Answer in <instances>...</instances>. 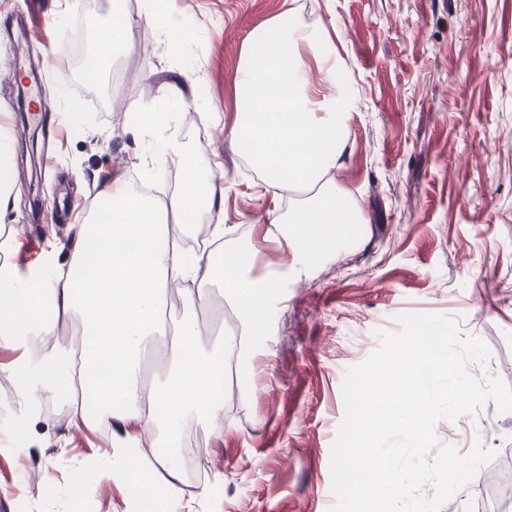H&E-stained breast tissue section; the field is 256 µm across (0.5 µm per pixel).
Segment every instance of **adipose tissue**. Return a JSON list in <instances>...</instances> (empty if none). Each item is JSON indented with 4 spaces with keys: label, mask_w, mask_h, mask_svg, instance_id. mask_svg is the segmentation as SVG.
<instances>
[{
    "label": "adipose tissue",
    "mask_w": 512,
    "mask_h": 512,
    "mask_svg": "<svg viewBox=\"0 0 512 512\" xmlns=\"http://www.w3.org/2000/svg\"><path fill=\"white\" fill-rule=\"evenodd\" d=\"M170 2L148 0L143 18L175 50L185 45L187 30L174 20ZM133 47L132 22L113 13L96 33L89 67L99 69L115 52ZM314 66L323 74V86L309 81ZM337 69L324 33L298 24L290 7L252 31L242 48L237 84L246 94L231 135L243 148L254 142L265 146L270 180L283 179L289 190L311 192L304 204L290 208L278 241L292 257L289 269L258 268L254 244L225 248V239L236 232L232 224L211 225L212 249L187 260L168 216L196 217L212 210L223 199L224 187L202 149L182 142L173 113L163 109L150 112L146 129L154 139L152 171L173 169L180 175L169 202L134 197L129 183L115 180L102 190L107 205L84 226L74 261L65 271L49 255L39 270L21 273L8 260L14 238H0V346L17 353L6 367L14 381L10 451L26 449V434L40 419L46 398L63 399L74 418L90 417L100 427L118 425L128 432L122 447L76 462L74 496L87 494L90 482L102 474L122 488L139 512H182L176 483L161 485L142 468L138 433L160 432L171 449L182 447L192 422L202 420L223 431L227 353L245 337L266 336L287 276L307 274L320 254L356 235L359 216L341 205L330 177L340 166L346 118L354 107L352 96L327 91L336 82ZM217 282L235 306L238 332L205 351L197 321L183 319L171 333L179 355L167 379L146 384L143 360L153 352L149 339L159 330L171 285H178L184 304L193 309L209 305ZM47 308L57 320L79 325L89 336L78 358L40 345V338L55 329L54 322L41 316Z\"/></svg>",
    "instance_id": "ef3b65f1"
}]
</instances>
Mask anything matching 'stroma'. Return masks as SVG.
I'll list each match as a JSON object with an SVG mask.
<instances>
[{"mask_svg":"<svg viewBox=\"0 0 512 512\" xmlns=\"http://www.w3.org/2000/svg\"><path fill=\"white\" fill-rule=\"evenodd\" d=\"M132 20L135 47L95 76L57 87L87 0H0V124L14 139L45 136L18 155L21 187L0 222L25 236L12 260L36 267L44 252L68 268L82 224L103 209L116 177H146L147 138L136 116L167 107L188 147L219 162L224 205L211 223L234 224L229 243H259L261 262L278 254L273 219L289 193L253 174L229 130L248 34L280 14L285 0H176L188 23L182 53H171L142 16L145 0H108ZM299 23L326 29L350 75L355 106L336 187L361 212L360 236L307 277L289 280L271 315L268 345L248 342L257 387L224 412L223 432L193 422L202 472L179 479L182 512H331V449L345 417L347 370L408 313L443 314L486 343L485 365L512 386V0H294ZM65 14L63 28L49 20ZM64 51L52 66L44 56ZM200 68L203 84L185 79ZM174 85L182 103L164 104ZM80 100L79 124L68 112ZM439 443L494 450L473 480L439 512H476L499 460L512 458V411L487 402L481 423ZM119 430L75 425L62 408L27 435L25 453L0 452V512H70L72 462L118 442ZM44 493H37V484Z\"/></svg>","mask_w":512,"mask_h":512,"instance_id":"stroma-1","label":"stroma"}]
</instances>
